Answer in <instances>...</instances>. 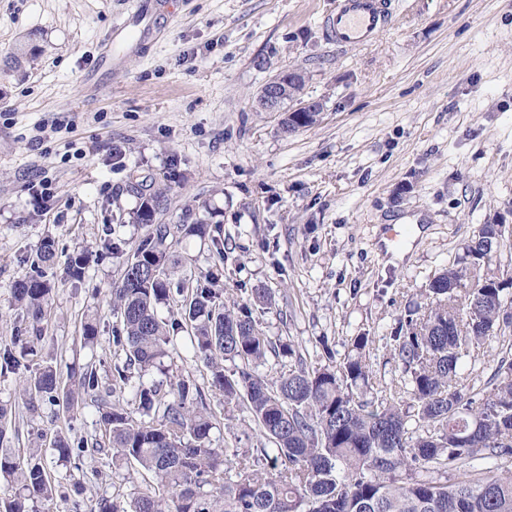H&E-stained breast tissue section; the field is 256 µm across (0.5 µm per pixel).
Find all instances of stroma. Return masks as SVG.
I'll use <instances>...</instances> for the list:
<instances>
[{
	"mask_svg": "<svg viewBox=\"0 0 512 512\" xmlns=\"http://www.w3.org/2000/svg\"><path fill=\"white\" fill-rule=\"evenodd\" d=\"M131 2L0 0V352L18 360L0 374V402L12 409L0 444L21 458L41 447L55 494L33 512H91L150 484L93 447L68 461L53 453L59 431L101 439L91 401L33 412L19 395L47 363L64 380L74 367L103 377L120 364L110 290L147 232L132 221L130 183L164 195L157 221L174 229L182 258L172 281L193 286L218 271L227 304L268 289L274 301L254 306V319L316 366L343 362L354 338L369 336L370 367L389 392L401 369L386 345L433 276L481 225H504L512 240V0H387L392 24L346 49L323 27L341 0H175L148 52L101 68ZM288 70L305 73V98L324 102L319 122L291 135L283 113L255 103ZM205 204L216 212L209 237L178 234ZM389 224L422 227L397 261L383 242ZM47 236L58 248L46 271L51 311L40 342L15 344L25 319L12 286ZM86 250L83 279H68L67 260ZM89 316L97 337L86 345ZM177 375L210 379L179 332L118 398L137 412L139 383ZM208 399L215 447L264 445L246 414Z\"/></svg>",
	"mask_w": 512,
	"mask_h": 512,
	"instance_id": "stroma-1",
	"label": "stroma"
}]
</instances>
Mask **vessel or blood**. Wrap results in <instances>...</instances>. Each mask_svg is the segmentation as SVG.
I'll use <instances>...</instances> for the list:
<instances>
[{"label":"vessel or blood","instance_id":"obj_1","mask_svg":"<svg viewBox=\"0 0 512 512\" xmlns=\"http://www.w3.org/2000/svg\"><path fill=\"white\" fill-rule=\"evenodd\" d=\"M164 17L162 0H134L130 21L114 28L101 56L102 64L111 65L116 48L127 39H135L141 45L151 42ZM391 22L392 16L384 0H345L336 14L325 20L332 38L342 46L369 44Z\"/></svg>","mask_w":512,"mask_h":512}]
</instances>
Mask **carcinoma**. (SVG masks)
<instances>
[{
	"instance_id": "cac0c4a2",
	"label": "carcinoma",
	"mask_w": 512,
	"mask_h": 512,
	"mask_svg": "<svg viewBox=\"0 0 512 512\" xmlns=\"http://www.w3.org/2000/svg\"><path fill=\"white\" fill-rule=\"evenodd\" d=\"M129 188L139 199L133 220L149 232L112 287L120 324L113 343L126 359L106 382L95 367L86 368L64 391L65 405L72 411L80 396H93L112 466L135 463L171 495L149 486L124 502L103 498L97 512H512V475L489 476L483 468L512 457V357L500 358L493 383L479 391L462 373L474 348L512 326L504 299L512 276L490 270L497 246H506L503 225H482L457 263L429 282L428 302L409 310L390 337L401 386L390 397L364 400L359 393L375 386L366 361L369 337H356L355 354L343 363L316 367L293 344L272 341L248 304L216 305L213 274L196 288L173 283L171 229L156 223L162 194L138 182ZM56 256L55 240L44 238L31 261L35 273L13 286L14 305L37 339L53 290L44 269ZM89 261L85 252L71 257L67 275L81 278ZM171 304L179 318L168 324L158 308ZM178 330L210 369V390L248 414L265 446L242 453L211 447L212 412L203 388L189 378L139 384L148 421L112 400L132 374L142 377L168 356L170 332ZM270 355L294 360L274 380L257 371ZM226 361L234 369H224ZM60 392L49 365L29 379L22 396L35 410L59 402ZM51 446L61 459L86 451L84 441L59 432ZM0 480L16 486L4 512H29V504L53 495L35 452L23 462L0 448Z\"/></svg>"
}]
</instances>
